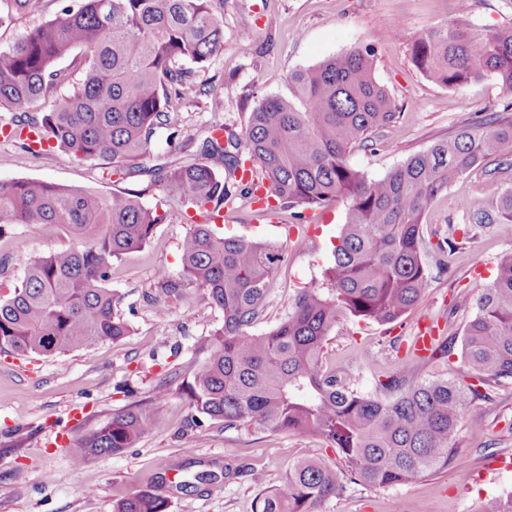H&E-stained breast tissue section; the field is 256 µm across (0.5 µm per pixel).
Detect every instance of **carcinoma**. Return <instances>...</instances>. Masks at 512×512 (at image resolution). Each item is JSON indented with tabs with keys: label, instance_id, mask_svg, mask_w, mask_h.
I'll use <instances>...</instances> for the list:
<instances>
[{
	"label": "carcinoma",
	"instance_id": "1",
	"mask_svg": "<svg viewBox=\"0 0 512 512\" xmlns=\"http://www.w3.org/2000/svg\"><path fill=\"white\" fill-rule=\"evenodd\" d=\"M211 0H79L53 19L0 48V106L23 108L69 81L58 62L79 49V87L57 98L39 118L21 124L79 160L112 163L126 176L149 172L181 216L219 207L249 193L235 173L251 162L278 201L274 213L346 203L334 261L322 287L305 288L271 329L254 333L269 285L284 259L282 246L219 235L192 224L181 244V272H156L155 294L181 299L203 291L223 322L197 339V367L177 387L194 411L224 428L251 426L273 434L315 436L335 449L338 468L312 456L268 489L256 512H320L347 483L386 489L415 482L465 459L452 443L466 404L479 388L512 381V254L493 283L479 290L464 327L461 360L478 384L448 378L414 384L395 373L382 384L391 397L353 389L323 368L324 344L343 318L391 324L424 295L422 226L430 203L483 162L512 166V113L489 112L473 124L409 155L380 178L353 168L347 155L376 145L396 118V106L373 76L371 48L326 58L292 76L288 98L265 97L240 132L205 137V161L142 167L169 108L195 91L185 63L204 67L224 49V27ZM428 80L457 88L493 79L512 92V25L479 32L465 23L431 29L413 44ZM218 158L222 168L209 160ZM140 190L97 193L18 178L0 181V239L19 224H56L65 248L31 259L7 298L0 297V352L38 356L89 351L131 332L119 313L122 296L110 287L112 261L144 248L168 213L148 206ZM473 224L512 218V193L476 208L460 202ZM164 426L146 407H131L69 446L77 466L132 448ZM149 491L116 501L112 512H167Z\"/></svg>",
	"mask_w": 512,
	"mask_h": 512
}]
</instances>
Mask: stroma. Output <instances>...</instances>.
<instances>
[{"instance_id":"stroma-1","label":"stroma","mask_w":512,"mask_h":512,"mask_svg":"<svg viewBox=\"0 0 512 512\" xmlns=\"http://www.w3.org/2000/svg\"><path fill=\"white\" fill-rule=\"evenodd\" d=\"M69 0H34L24 12L0 0V47L51 19ZM224 27V49L204 67L193 68L201 91L174 101L173 128L158 129L144 158L145 174L118 178L99 161H78L59 151L19 166V147L0 138V181L32 178L100 193L139 190L149 205L166 197L153 186L151 169L201 161L200 145L211 131L241 130L256 102L290 96L291 76L326 58L372 47L374 78L396 105L397 117L377 137L374 148H354L349 164L379 178L410 154L456 128L477 121L512 101L495 80L454 89L426 79L412 60L415 39L430 29L465 18L489 32L512 25V0H212ZM398 26L402 37L381 39ZM512 192V169L494 177L475 169L434 200L422 228L423 260L429 285L421 301L397 323L380 326L354 318L337 323L325 344L323 364L342 373L365 395H379V384L396 371L411 381L432 376L462 378L459 351L464 326L475 312L478 288L492 281L499 261L512 252V220L466 224L458 202L483 206ZM342 202L303 212L306 230L287 239L289 212L258 217L250 201L229 208L219 232L282 244L285 259L268 294L256 331L274 327L301 289L321 283L333 262L332 244L345 222ZM188 231L180 216L159 225L150 244L112 263V288L123 296L120 312L132 332L122 341L100 343L92 351L48 358H20L0 352V512H112L130 493L151 490L168 500V512H256L265 488L280 485L291 464L317 455L336 462L333 449L301 434H269L245 427L225 429L195 413L178 393L155 398L161 379L178 385L197 363L190 347L220 325L223 313L202 292L182 299H153L158 269L180 270V244ZM452 238L456 247L441 255L438 245ZM63 229L21 224L0 240V291L19 281L27 262L68 246ZM447 259L440 269L439 259ZM428 317L447 337L453 353L402 365L401 344ZM181 353H174V345ZM146 403L165 420L163 430L146 433L135 447L72 464L57 439L87 434L128 406ZM453 440L466 465L387 489L349 485L326 502L322 512H478L490 499L512 492V469H495L498 456L512 458V382L492 386L487 398L470 402ZM235 460L262 469L264 485L248 478L224 480V463Z\"/></svg>"}]
</instances>
